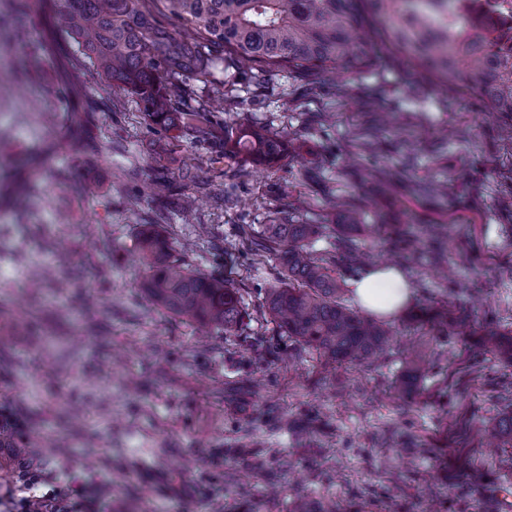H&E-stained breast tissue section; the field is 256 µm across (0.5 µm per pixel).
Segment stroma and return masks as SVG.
<instances>
[{"instance_id":"obj_1","label":"stroma","mask_w":512,"mask_h":512,"mask_svg":"<svg viewBox=\"0 0 512 512\" xmlns=\"http://www.w3.org/2000/svg\"><path fill=\"white\" fill-rule=\"evenodd\" d=\"M33 32L49 54L20 83L28 46L0 31V409L18 422L0 438V484L19 461L51 482L103 488L112 512H289L295 496L330 497L346 512H498L512 494V437L496 424L512 408V366L474 353L482 327L512 332V143L484 103L419 85L405 72L316 79L281 73L251 82L242 67L191 79L202 99L224 90L219 123L187 129L162 163L131 96L106 94L52 23L49 0ZM79 99L56 93L60 78ZM287 133L299 160L257 169L203 157L225 128ZM371 129L378 154L359 147ZM193 165L194 179L179 171ZM453 185L432 204L414 187ZM93 190L74 195L72 183ZM198 196L184 223L182 194ZM338 197L364 202L381 233L358 246L391 262L396 232L444 224L457 247L448 278L425 255L402 264L414 292L389 320L395 342L376 363L324 371L266 319L280 269L252 256L239 227L278 213L332 224ZM152 224L192 267L231 275L251 315L253 345L165 313L141 295L136 252ZM449 303L464 327L432 333L408 317ZM426 345L424 383L392 400L407 344ZM245 375L256 398L232 396ZM309 418L321 432L300 439Z\"/></svg>"}]
</instances>
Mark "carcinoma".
I'll use <instances>...</instances> for the list:
<instances>
[{
	"label": "carcinoma",
	"mask_w": 512,
	"mask_h": 512,
	"mask_svg": "<svg viewBox=\"0 0 512 512\" xmlns=\"http://www.w3.org/2000/svg\"><path fill=\"white\" fill-rule=\"evenodd\" d=\"M140 0H55L56 22L97 75L102 89L134 97L144 121L156 133L205 129L217 123L208 104L188 103L187 81L207 75L229 58L259 74L285 72L320 76L342 70L362 76L384 65L441 88L481 99L493 112L512 116V58L501 36L463 8L448 14V0H161L173 28L160 25ZM46 51L30 41L25 77ZM223 155L255 167H283L295 159L288 135L263 126H241L224 134ZM340 224H293L284 216L255 235L241 229L246 250L280 260V278L267 289L265 308L288 340L317 352L323 366L374 363L389 351L386 324L362 316L341 299L335 263L310 251L326 232L351 249L355 238L375 228L366 212L344 201ZM139 253L145 265L141 291L157 308L188 321L238 335L246 318L231 280L192 269L174 254L152 224L141 225ZM448 256L441 230L430 251L433 262ZM505 333L488 324L484 344L512 363ZM428 355L410 351L399 394L418 382ZM291 512H342L331 499L305 497Z\"/></svg>",
	"instance_id": "carcinoma-1"
}]
</instances>
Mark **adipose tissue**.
Segmentation results:
<instances>
[{"mask_svg":"<svg viewBox=\"0 0 512 512\" xmlns=\"http://www.w3.org/2000/svg\"><path fill=\"white\" fill-rule=\"evenodd\" d=\"M352 286L355 303L365 312L383 318L396 317L413 298L405 275L391 266L367 270Z\"/></svg>","mask_w":512,"mask_h":512,"instance_id":"1","label":"adipose tissue"}]
</instances>
